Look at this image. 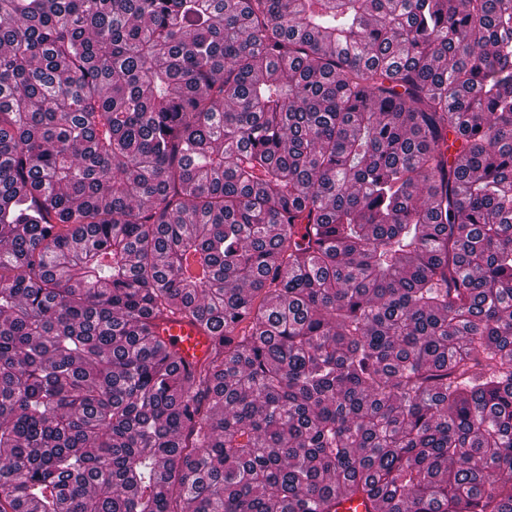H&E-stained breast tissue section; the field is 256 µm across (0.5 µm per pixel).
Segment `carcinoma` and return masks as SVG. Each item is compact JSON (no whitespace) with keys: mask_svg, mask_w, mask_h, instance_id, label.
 <instances>
[{"mask_svg":"<svg viewBox=\"0 0 512 512\" xmlns=\"http://www.w3.org/2000/svg\"><path fill=\"white\" fill-rule=\"evenodd\" d=\"M340 497L512 512V0H0V512ZM159 333L169 342L177 359L189 364L203 361L211 347V337L179 315H171Z\"/></svg>","mask_w":512,"mask_h":512,"instance_id":"1","label":"carcinoma"}]
</instances>
